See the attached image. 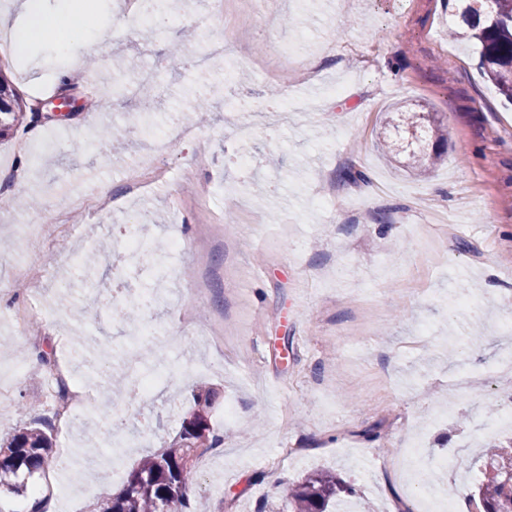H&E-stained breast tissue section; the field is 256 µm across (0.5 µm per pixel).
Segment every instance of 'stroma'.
Listing matches in <instances>:
<instances>
[{
  "label": "stroma",
  "mask_w": 512,
  "mask_h": 512,
  "mask_svg": "<svg viewBox=\"0 0 512 512\" xmlns=\"http://www.w3.org/2000/svg\"><path fill=\"white\" fill-rule=\"evenodd\" d=\"M250 8L249 0H229L220 17L205 0H168L169 22L137 38H109L94 55L75 39L67 59L47 57L36 44L0 68L24 103L54 94L75 102L68 116L40 122L57 144L31 179L10 189L36 196L38 208L13 202L0 211V238L16 243L0 254V364L27 359L32 337L56 325L60 362L122 418L125 433L146 434L121 460L86 458V449L107 447L111 425L85 414L59 430L43 369L27 367L11 383L0 440L21 419L40 421L54 450L70 448L76 466L47 468V483L97 473L59 512H90L111 497L124 472L178 436L193 391L205 384L218 391L210 424L222 438L193 460V495L207 512H261L282 482L321 467L341 474L363 512H411L418 484L401 459L413 437L422 441L432 486L454 480L468 488L481 476L484 446L512 438L476 433L486 407L512 406V371L500 367L512 352V331L501 327L512 320V103L483 76L468 38H449L455 0H316L308 10L299 0H276L268 25L278 40L302 33L307 40L272 82L256 60L273 59L277 45L250 27ZM228 25L236 36L226 42ZM73 59L82 63L78 83L56 85L55 70ZM145 68L158 71L150 86L155 113L187 111L197 137L170 143L167 181L133 198L124 193L120 162L147 166L157 155L137 133L141 98L132 72ZM284 93L305 97L308 110L282 120L272 106ZM397 105L438 113L445 124L448 150L428 175L408 170L406 153L388 160L376 147ZM243 108L251 130L244 147L253 157L247 170L232 160ZM112 125L127 126V137L98 138ZM90 137L94 148L75 154ZM348 167L365 181L345 184L340 173ZM96 178L109 182L111 207L92 215L82 201ZM202 192L224 218L223 240L203 233L189 201ZM176 196L187 199L178 212L169 205ZM131 208L146 221V261L123 263L115 244L88 281H76L81 256ZM382 211L387 223H375ZM156 214L162 223H152ZM57 218L71 234L44 262L42 278L21 276L20 263L41 260L30 229L53 234ZM173 232L188 246L201 242V256L165 251ZM68 281L73 299H99L83 321L63 307L60 286ZM158 286L203 288L192 317L223 330L222 340L201 344L164 301L139 318L161 327L159 335L136 334L115 319L130 296ZM30 298L44 318L21 333L11 314ZM79 333L87 348L109 346L116 358L133 347L152 350L169 377L166 393L135 401L103 389L93 365L73 353ZM229 404L233 422L224 419ZM290 445L302 450L293 467L266 466Z\"/></svg>",
  "instance_id": "stroma-1"
}]
</instances>
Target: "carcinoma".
I'll return each mask as SVG.
<instances>
[{
	"mask_svg": "<svg viewBox=\"0 0 512 512\" xmlns=\"http://www.w3.org/2000/svg\"><path fill=\"white\" fill-rule=\"evenodd\" d=\"M461 22L469 31L483 74L512 103V0H457ZM25 111L14 90L0 79V138L24 120ZM397 126L411 134L412 168L427 172L445 145L442 121L432 112L397 113ZM136 370L151 369L149 354L138 348L126 354ZM215 391L198 389L183 418L178 438L167 448L145 457L129 472L120 493L102 501L96 512H194L193 457L197 448L222 442L210 436L209 415ZM53 442L44 424L25 422L0 443V492L23 496L34 477L47 467ZM354 493L329 470L314 471L283 487L265 512H328L341 494ZM476 494L484 512H512V441L494 445L484 457L483 478Z\"/></svg>",
	"mask_w": 512,
	"mask_h": 512,
	"instance_id": "1",
	"label": "carcinoma"
}]
</instances>
